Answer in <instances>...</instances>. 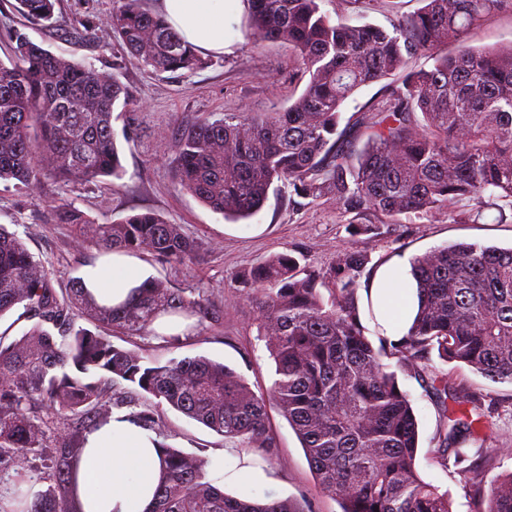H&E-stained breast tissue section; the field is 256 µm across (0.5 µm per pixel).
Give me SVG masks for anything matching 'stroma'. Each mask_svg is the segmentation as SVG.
Here are the masks:
<instances>
[{
    "mask_svg": "<svg viewBox=\"0 0 512 512\" xmlns=\"http://www.w3.org/2000/svg\"><path fill=\"white\" fill-rule=\"evenodd\" d=\"M15 3L0 0V61L10 62L13 55L3 25L23 27L33 42L90 64L127 85L132 96L125 110L135 115L144 135L134 142L119 141L124 166L120 180H48L27 192L0 184V224L18 232L28 250L53 271L64 289L99 253L81 248L70 225L54 222L51 207L61 199L98 224L153 210L170 223L182 225L202 245L197 258L184 264L166 263L147 252L135 253L134 258L146 276L162 280L168 287L187 293L203 289L209 318L175 342L116 333L112 336L116 345L146 349L163 362L174 356L202 355L224 363L241 374L252 390L261 392L273 380L274 362L258 334V309L245 293L243 278L269 256L291 250L302 266L323 271L351 249L367 251L372 262L385 263L397 255L412 258L455 243L512 246V203L507 201L499 204L505 218L498 224L488 219L465 222L449 210L414 215L399 224H380L359 235L346 217L338 214L333 198L314 202L284 191L270 196L254 217L225 222L222 215L176 187L172 177L175 135L201 114L272 112L288 106L304 87L293 74V52L288 45L255 43L242 13L236 18L241 33L230 52L213 57L211 65L201 70L159 73L119 55L109 23L119 0H56L58 27L54 30L25 23L15 12ZM421 6V0H325L323 8L337 22L387 29ZM431 364L479 399L485 411V429L479 440L468 445L469 468L443 464L436 454L441 418L426 390L427 383L418 376L399 375V384L411 395L419 421L416 468L425 481L447 491L453 512H478L477 483L487 484L512 473V384L492 381L436 357ZM155 417L168 445L208 458L222 453V436L167 405L156 407ZM268 424L276 446L272 459L262 464L267 480L261 484L243 480L235 496L289 498L306 512H340L337 501L318 487L297 435L276 409H269ZM490 448L499 451L492 465L485 461Z\"/></svg>",
    "mask_w": 512,
    "mask_h": 512,
    "instance_id": "obj_1",
    "label": "stroma"
}]
</instances>
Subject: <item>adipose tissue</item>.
<instances>
[{
  "instance_id": "1",
  "label": "adipose tissue",
  "mask_w": 512,
  "mask_h": 512,
  "mask_svg": "<svg viewBox=\"0 0 512 512\" xmlns=\"http://www.w3.org/2000/svg\"><path fill=\"white\" fill-rule=\"evenodd\" d=\"M243 0H160L159 10L179 35L199 52L221 55L237 34L234 15ZM85 288L99 303L125 302L143 275L128 255L113 253L86 267ZM368 296L376 318L389 339L407 331L417 304L408 257H394L374 273ZM160 439L155 431L133 423L127 412L111 418L87 434L78 474V492L84 512H147L162 476ZM239 449L228 448L212 460L208 471L218 484L230 487L243 477L260 482L263 470L245 463Z\"/></svg>"
}]
</instances>
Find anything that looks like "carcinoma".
I'll return each mask as SVG.
<instances>
[{
	"label": "carcinoma",
	"mask_w": 512,
	"mask_h": 512,
	"mask_svg": "<svg viewBox=\"0 0 512 512\" xmlns=\"http://www.w3.org/2000/svg\"><path fill=\"white\" fill-rule=\"evenodd\" d=\"M259 42L288 44L301 94L277 112H226L188 123L176 144L179 189L229 221L255 216L286 188L313 201L336 200L354 229L398 224L401 216L470 205L478 221L496 200H512V52L469 45L471 31L512 0H423L392 31L334 22L324 0H249ZM56 0H18L30 20L52 24ZM111 27L120 48L157 72L177 74L211 60L186 43L143 0H122ZM13 58L0 63V182L33 190L46 180L119 179L124 168L115 106L131 97L119 82L9 32ZM455 51L448 52V45ZM432 60L415 69L412 59ZM383 85L386 101L367 113L366 141L340 127L345 102ZM54 221L77 229L80 244L104 253L148 251L168 263L193 259L198 242L154 211L96 224L66 201ZM370 262L343 253L327 271L303 270L289 253L254 266L245 288L260 310L259 336L275 363L267 393L204 356L162 363L115 345L112 333L140 336L161 316L205 317L204 296L146 279L122 306L99 304L82 278L63 292L16 233L0 227V316L17 308L20 336L0 332V512H82L77 476L85 436L132 409L155 429L162 403L246 452L269 457L268 408L297 434L323 492L341 512H452L448 492L416 466L418 423L410 395L388 361L422 375L432 350L512 384V247L455 243L413 258L419 293L413 323L397 341L361 317L360 279ZM331 285L329 298L319 287ZM84 319L94 329L78 324ZM443 426L437 454L469 460L464 445L479 421L462 387L428 373ZM459 408L448 409V399ZM79 421L62 444L47 445V418ZM164 481L148 512H306L288 499L235 498L209 480L208 459L161 443ZM483 512H512V474L491 484Z\"/></svg>",
	"instance_id": "obj_1"
}]
</instances>
